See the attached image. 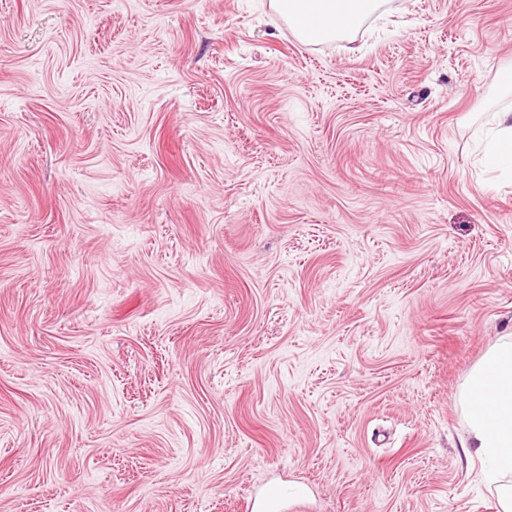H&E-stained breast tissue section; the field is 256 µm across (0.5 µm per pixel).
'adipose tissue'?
Instances as JSON below:
<instances>
[{
  "mask_svg": "<svg viewBox=\"0 0 512 512\" xmlns=\"http://www.w3.org/2000/svg\"><path fill=\"white\" fill-rule=\"evenodd\" d=\"M274 14L304 42L333 41L357 32L381 0H271ZM488 164L512 168V113L496 116L486 134ZM466 457L493 488L499 512H512V335L482 357L460 393Z\"/></svg>",
  "mask_w": 512,
  "mask_h": 512,
  "instance_id": "adipose-tissue-1",
  "label": "adipose tissue"
}]
</instances>
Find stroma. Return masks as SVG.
Instances as JSON below:
<instances>
[{
    "label": "stroma",
    "mask_w": 512,
    "mask_h": 512,
    "mask_svg": "<svg viewBox=\"0 0 512 512\" xmlns=\"http://www.w3.org/2000/svg\"><path fill=\"white\" fill-rule=\"evenodd\" d=\"M512 0H0V512H499ZM381 0H271L274 14L304 42L333 41L357 32ZM484 154L488 164L512 168V113L498 112L496 127L486 134ZM466 437L462 447L479 464L500 512L512 511V334L482 357L460 393ZM248 510L256 512H288V507L285 506L282 490L271 486L263 492L258 503L255 504L254 501Z\"/></svg>",
    "instance_id": "stroma-1"
}]
</instances>
